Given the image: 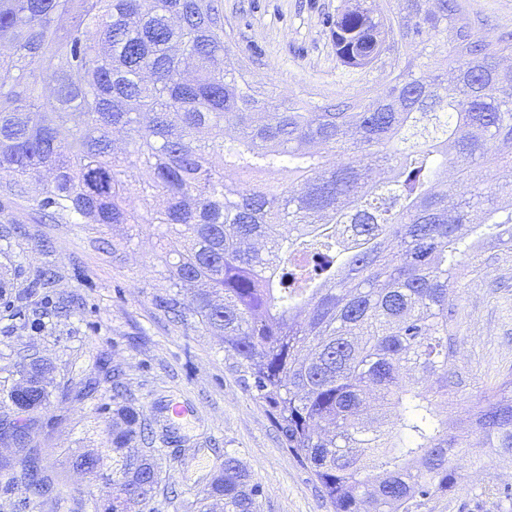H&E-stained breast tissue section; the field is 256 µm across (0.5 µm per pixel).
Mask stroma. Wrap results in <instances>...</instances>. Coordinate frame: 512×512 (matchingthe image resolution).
I'll return each mask as SVG.
<instances>
[{"instance_id": "stroma-1", "label": "stroma", "mask_w": 512, "mask_h": 512, "mask_svg": "<svg viewBox=\"0 0 512 512\" xmlns=\"http://www.w3.org/2000/svg\"><path fill=\"white\" fill-rule=\"evenodd\" d=\"M475 29L494 39L512 33V0H458ZM235 47L261 49L250 81L278 96L317 104L381 87L388 68L351 70L336 59L326 16L359 0H223ZM154 224H43L27 203L0 210V414L16 367L33 359L50 368L56 392L37 411L36 441L47 474L83 502L110 493L103 480L74 473L72 449L104 448L103 429L117 404L150 422L161 483L143 512H196L195 503L225 454L241 461L262 489L260 512H333L310 471L283 444L263 404L248 391L236 357L203 333L196 319L172 322L162 303L171 293ZM458 312L457 363L476 378L466 403L512 372V245L489 241L471 278L450 296ZM120 372L113 396L109 377ZM96 381L94 393L84 391ZM186 406L187 421L171 419ZM512 464L495 458L465 469L459 489L426 512H512Z\"/></svg>"}]
</instances>
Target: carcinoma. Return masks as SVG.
I'll list each match as a JSON object with an SVG mask.
<instances>
[{"label": "carcinoma", "instance_id": "1", "mask_svg": "<svg viewBox=\"0 0 512 512\" xmlns=\"http://www.w3.org/2000/svg\"><path fill=\"white\" fill-rule=\"evenodd\" d=\"M325 24L342 65L379 63L387 83L323 104L257 90L222 0H0V200L163 227L166 308L189 296L334 512H422L465 466L512 462V373L448 424L466 386L448 297L483 241H512V34L479 35L457 0H364ZM433 32L450 81L393 63ZM16 375L0 425L23 457L0 475L59 496L29 417L48 367ZM112 415L106 448L67 464L112 486L103 512H141L159 472L139 413ZM259 496L226 453L196 512H258Z\"/></svg>", "mask_w": 512, "mask_h": 512}]
</instances>
